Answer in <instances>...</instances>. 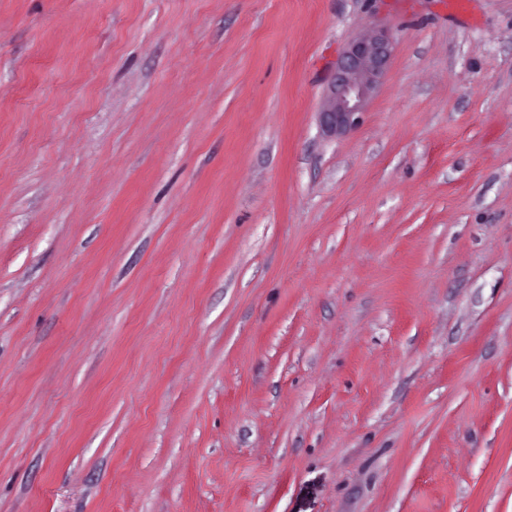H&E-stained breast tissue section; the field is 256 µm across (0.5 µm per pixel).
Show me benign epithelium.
Segmentation results:
<instances>
[{"label": "benign epithelium", "mask_w": 512, "mask_h": 512, "mask_svg": "<svg viewBox=\"0 0 512 512\" xmlns=\"http://www.w3.org/2000/svg\"><path fill=\"white\" fill-rule=\"evenodd\" d=\"M392 36L372 28L353 38L336 62L332 83L321 104L319 121L329 134L343 135L355 129L385 75Z\"/></svg>", "instance_id": "obj_1"}]
</instances>
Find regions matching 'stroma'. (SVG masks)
Returning <instances> with one entry per match:
<instances>
[{
    "instance_id": "stroma-1",
    "label": "stroma",
    "mask_w": 512,
    "mask_h": 512,
    "mask_svg": "<svg viewBox=\"0 0 512 512\" xmlns=\"http://www.w3.org/2000/svg\"><path fill=\"white\" fill-rule=\"evenodd\" d=\"M0 512H512V0H0ZM392 36L372 28L353 38L336 62L332 83L321 104L319 121L329 134L343 135L355 129L385 75Z\"/></svg>"
}]
</instances>
